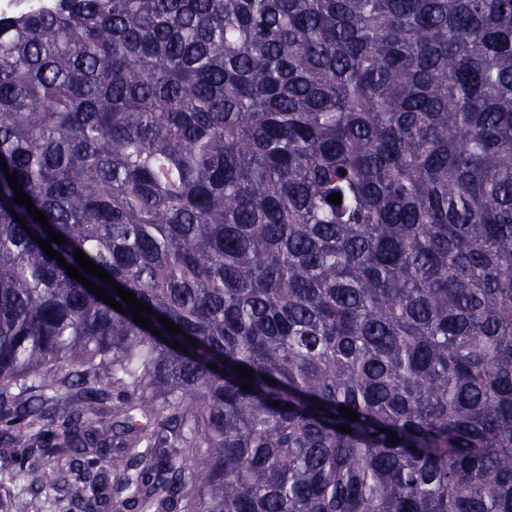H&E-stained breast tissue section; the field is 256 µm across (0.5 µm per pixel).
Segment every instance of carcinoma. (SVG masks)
<instances>
[{
  "label": "carcinoma",
  "mask_w": 512,
  "mask_h": 512,
  "mask_svg": "<svg viewBox=\"0 0 512 512\" xmlns=\"http://www.w3.org/2000/svg\"><path fill=\"white\" fill-rule=\"evenodd\" d=\"M0 161L162 333L0 169V473L52 512H512V0L0 15Z\"/></svg>",
  "instance_id": "1"
}]
</instances>
